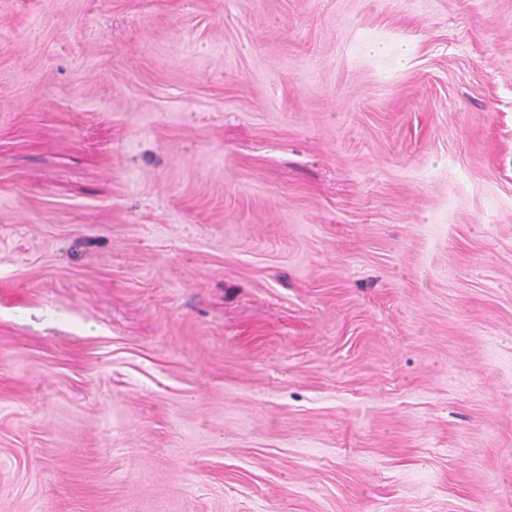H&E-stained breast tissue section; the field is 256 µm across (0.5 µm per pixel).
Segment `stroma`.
Instances as JSON below:
<instances>
[{
    "mask_svg": "<svg viewBox=\"0 0 512 512\" xmlns=\"http://www.w3.org/2000/svg\"><path fill=\"white\" fill-rule=\"evenodd\" d=\"M0 512H512V0H0Z\"/></svg>",
    "mask_w": 512,
    "mask_h": 512,
    "instance_id": "35a3bbf8",
    "label": "stroma"
}]
</instances>
